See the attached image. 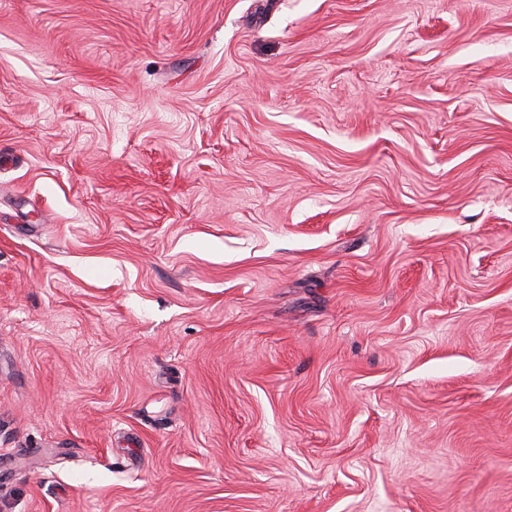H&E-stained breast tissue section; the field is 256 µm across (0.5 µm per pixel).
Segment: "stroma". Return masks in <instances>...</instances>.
I'll return each mask as SVG.
<instances>
[{
	"label": "stroma",
	"mask_w": 512,
	"mask_h": 512,
	"mask_svg": "<svg viewBox=\"0 0 512 512\" xmlns=\"http://www.w3.org/2000/svg\"><path fill=\"white\" fill-rule=\"evenodd\" d=\"M0 512H512V0H0Z\"/></svg>",
	"instance_id": "stroma-1"
}]
</instances>
